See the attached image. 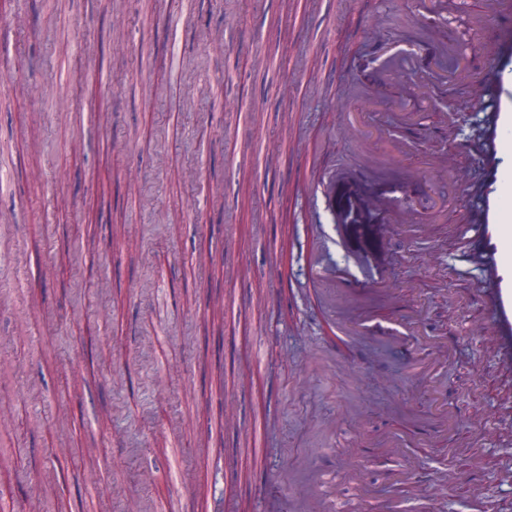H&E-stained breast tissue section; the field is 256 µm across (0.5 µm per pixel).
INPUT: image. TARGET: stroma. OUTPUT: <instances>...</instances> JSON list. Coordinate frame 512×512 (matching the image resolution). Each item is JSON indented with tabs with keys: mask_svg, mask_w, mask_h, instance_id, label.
I'll return each mask as SVG.
<instances>
[{
	"mask_svg": "<svg viewBox=\"0 0 512 512\" xmlns=\"http://www.w3.org/2000/svg\"><path fill=\"white\" fill-rule=\"evenodd\" d=\"M476 2L425 18L455 35L473 78L486 65L468 30ZM30 8L12 0L0 17V500L134 512L149 496L157 512H205L214 459L245 457L261 419L262 452L224 492L238 512L269 496L306 512L325 466L336 512H356L364 485L376 502L403 496L402 512H512V382L473 329L466 229L423 210L384 224L391 301L368 295L350 322L400 343L336 362L309 314L297 144L325 139L321 171L352 166L360 111L376 150L407 143L406 174L482 127L463 82L413 97L406 121L367 100L361 44L377 31L415 49L414 0H238L219 47L194 27L219 16L216 0H44L36 30ZM97 33L114 40L99 62L86 51ZM22 39L49 46L39 81L20 70ZM313 226L316 266L375 279L326 207ZM76 245L91 284L78 310L65 275ZM222 408L214 438L206 414Z\"/></svg>",
	"mask_w": 512,
	"mask_h": 512,
	"instance_id": "stroma-1",
	"label": "stroma"
}]
</instances>
